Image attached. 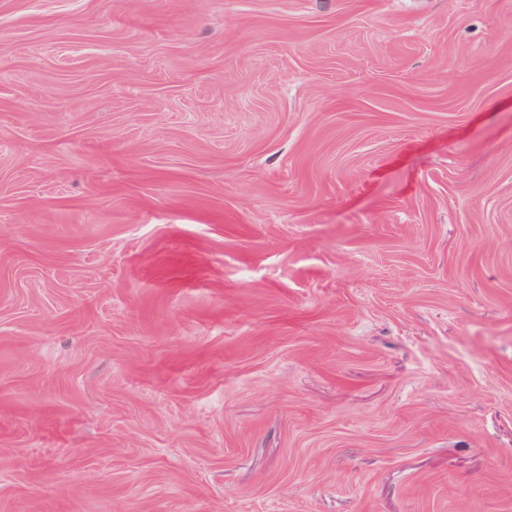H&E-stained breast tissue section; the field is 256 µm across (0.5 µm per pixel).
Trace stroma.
<instances>
[{
  "instance_id": "stroma-1",
  "label": "stroma",
  "mask_w": 512,
  "mask_h": 512,
  "mask_svg": "<svg viewBox=\"0 0 512 512\" xmlns=\"http://www.w3.org/2000/svg\"><path fill=\"white\" fill-rule=\"evenodd\" d=\"M0 512H512V0H0Z\"/></svg>"
}]
</instances>
